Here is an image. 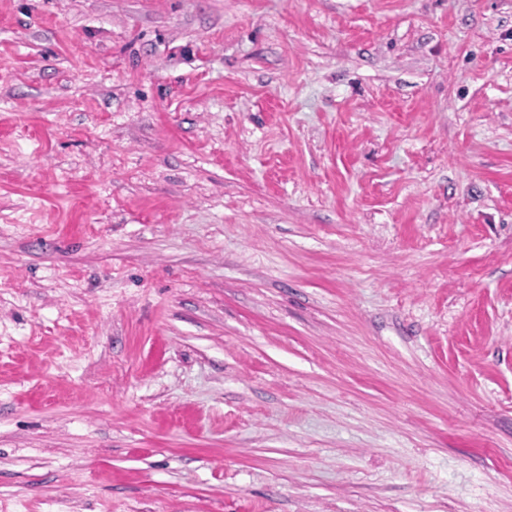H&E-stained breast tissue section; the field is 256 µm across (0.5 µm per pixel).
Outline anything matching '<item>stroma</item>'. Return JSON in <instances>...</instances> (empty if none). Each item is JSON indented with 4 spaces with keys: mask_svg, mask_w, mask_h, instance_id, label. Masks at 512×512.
I'll return each instance as SVG.
<instances>
[{
    "mask_svg": "<svg viewBox=\"0 0 512 512\" xmlns=\"http://www.w3.org/2000/svg\"><path fill=\"white\" fill-rule=\"evenodd\" d=\"M0 512H512V0H0Z\"/></svg>",
    "mask_w": 512,
    "mask_h": 512,
    "instance_id": "obj_1",
    "label": "stroma"
}]
</instances>
